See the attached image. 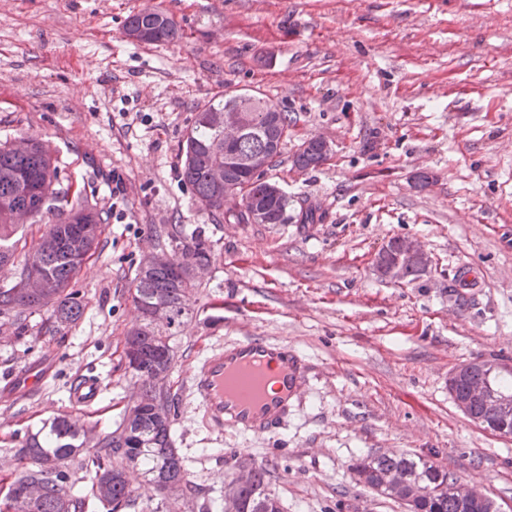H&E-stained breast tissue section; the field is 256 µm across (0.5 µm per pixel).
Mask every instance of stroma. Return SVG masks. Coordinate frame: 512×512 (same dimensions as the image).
Listing matches in <instances>:
<instances>
[{"mask_svg": "<svg viewBox=\"0 0 512 512\" xmlns=\"http://www.w3.org/2000/svg\"><path fill=\"white\" fill-rule=\"evenodd\" d=\"M145 9L172 17L180 39H129V16ZM228 88L292 120L264 174L288 194V223L215 221L180 179L186 130ZM23 134L48 141L61 185L106 221L71 283L80 320L52 335L51 308L19 327L0 310L1 478L13 480L25 437L46 421L101 437L119 426L137 386L121 360L138 268L199 228L212 262L165 385L201 493L163 504L132 470L139 512H200L221 502L233 465L265 460L284 512H404L350 468L385 450L430 457L512 512V437L470 421L446 387L463 362L512 363V0H0V143ZM318 135L334 155L296 170ZM308 208L316 222L299 223ZM395 236L432 259L413 281L374 270ZM462 269L471 283L453 287ZM248 336L288 344L316 373L264 437L209 430L189 390L209 348ZM38 362L52 375L13 394L8 377ZM89 372L102 394L85 412L70 388Z\"/></svg>", "mask_w": 512, "mask_h": 512, "instance_id": "stroma-1", "label": "stroma"}]
</instances>
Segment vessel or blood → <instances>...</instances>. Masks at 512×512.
<instances>
[{"instance_id": "b4317fda", "label": "vessel or blood", "mask_w": 512, "mask_h": 512, "mask_svg": "<svg viewBox=\"0 0 512 512\" xmlns=\"http://www.w3.org/2000/svg\"><path fill=\"white\" fill-rule=\"evenodd\" d=\"M312 368L287 345L262 337H250L215 349L189 381L210 430L232 429L260 436L271 433L287 416L309 381ZM49 375L35 366L15 381L24 394ZM100 387L95 377L81 376L70 400L83 410L95 406Z\"/></svg>"}]
</instances>
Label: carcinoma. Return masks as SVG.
Segmentation results:
<instances>
[{
    "label": "carcinoma",
    "instance_id": "1",
    "mask_svg": "<svg viewBox=\"0 0 512 512\" xmlns=\"http://www.w3.org/2000/svg\"><path fill=\"white\" fill-rule=\"evenodd\" d=\"M126 35L136 36L141 43L158 44L179 37L172 18L162 12H138L129 17ZM229 106L242 108L249 124H263L272 119L279 135L278 143L288 138L290 119L277 104L247 92H229L203 107L187 130L181 146V180L189 187L195 200L206 203V211L233 220L236 224L250 223L253 206L264 207L272 224L288 223V196L273 191V183L263 174H235L233 179L243 192L241 208L224 211V189L217 187L211 177L209 155L224 150V126L219 118ZM31 149L18 152L10 144H0V264L18 261L23 265L27 255L16 257L19 225L13 221V211L31 208L34 222L47 221L46 230L36 248L47 272L50 288L42 294H32L17 286L0 288V306L16 309L18 314L33 313L48 305L53 307L57 326L77 321L84 312L79 292L69 286L83 265L76 254L84 243L75 228L79 224L94 225L91 249L99 245L103 217L80 192L62 187L52 151L46 142L30 136ZM234 150L242 154L261 155L271 166L280 150L271 148L265 139L248 135ZM325 164L313 147L300 146L294 165L316 168ZM180 258L185 263L208 264L211 248L200 233L180 235ZM196 288L185 281L174 268H156L137 275L132 292L136 307L160 304L166 307V323L145 322L139 337L137 365L132 370L141 389L171 406L170 395L159 386L158 374L171 369L174 357L170 340L183 318L189 314L190 296ZM152 403L128 410L121 425L106 435L98 447L84 448L85 430L62 419H54L35 434L27 437L21 448V466L10 484L5 506L11 512H80L84 500L71 493L70 474L65 461L81 458L82 467L91 474L92 493L109 512H131L138 505L136 489L127 479V470L141 472L145 482L161 494L168 485H179L194 492L196 486L183 458L173 446L171 424L159 421ZM350 469L367 478L372 487H380L385 497L403 502L414 489L423 488L426 494L416 501V512H490L492 504L464 506L448 493V486L458 482L429 457L408 453L375 452L352 461ZM270 464L252 465L247 470H230L224 474V484L230 492L218 505V512H282L278 497L268 492ZM37 485L41 492L29 498L23 491Z\"/></svg>",
    "mask_w": 512,
    "mask_h": 512
}]
</instances>
